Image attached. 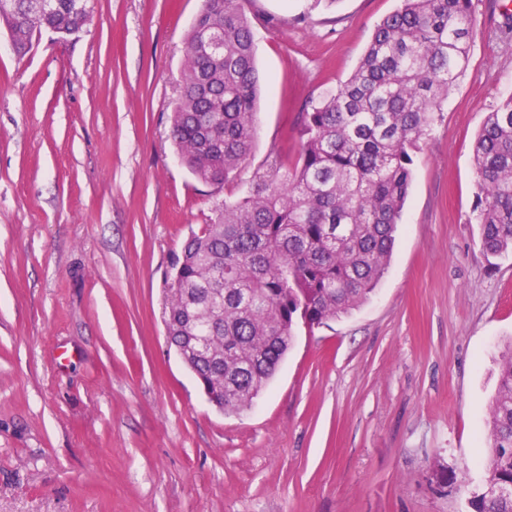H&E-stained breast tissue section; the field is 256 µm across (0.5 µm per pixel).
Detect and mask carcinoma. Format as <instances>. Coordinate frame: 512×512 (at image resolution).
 I'll return each mask as SVG.
<instances>
[{"mask_svg":"<svg viewBox=\"0 0 512 512\" xmlns=\"http://www.w3.org/2000/svg\"><path fill=\"white\" fill-rule=\"evenodd\" d=\"M90 0H0V28L26 55L44 29L86 25ZM472 0H400L376 26L355 71L298 116L300 149L255 177L184 245L168 285L170 344L206 337L191 372L227 413L268 385L302 322L312 328L363 304L382 278L411 183L417 141L465 74L476 32ZM260 92L243 0H202L185 39L170 137L201 182L222 185L250 155ZM475 223L483 251L512 254V95L475 138ZM487 480L512 486V344L486 421ZM474 512H512V495L474 492Z\"/></svg>","mask_w":512,"mask_h":512,"instance_id":"carcinoma-1","label":"carcinoma"}]
</instances>
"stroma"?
<instances>
[{
	"label": "stroma",
	"mask_w": 512,
	"mask_h": 512,
	"mask_svg": "<svg viewBox=\"0 0 512 512\" xmlns=\"http://www.w3.org/2000/svg\"><path fill=\"white\" fill-rule=\"evenodd\" d=\"M467 71L413 152L390 264L225 413L166 341L187 238L276 160L398 0H246L262 84L236 177L197 181L169 139L201 0H92L16 57L0 33V512H472L512 344V258L473 220V143L512 95L505 0H474ZM469 469L470 481L459 473Z\"/></svg>",
	"instance_id": "1"
}]
</instances>
